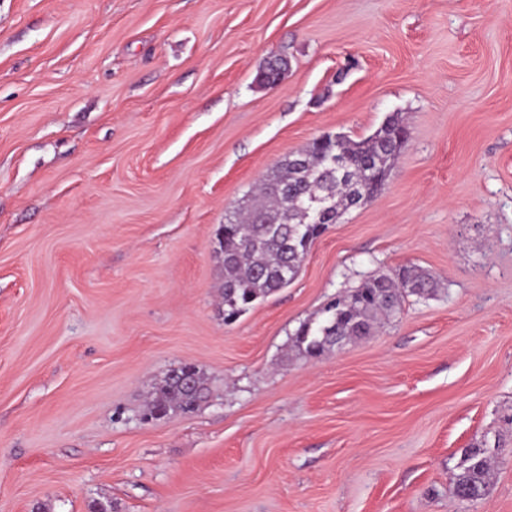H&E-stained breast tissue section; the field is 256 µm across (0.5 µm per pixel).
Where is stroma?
Returning a JSON list of instances; mask_svg holds the SVG:
<instances>
[{"instance_id": "35a3bbf8", "label": "stroma", "mask_w": 512, "mask_h": 512, "mask_svg": "<svg viewBox=\"0 0 512 512\" xmlns=\"http://www.w3.org/2000/svg\"><path fill=\"white\" fill-rule=\"evenodd\" d=\"M395 113L384 188L225 322L226 212ZM406 265L440 291L295 347ZM185 364L207 398L144 420ZM0 512H512V0H0ZM493 452L487 440L463 448L455 475L454 494L462 502H475L488 491Z\"/></svg>"}]
</instances>
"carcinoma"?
<instances>
[{"label":"carcinoma","mask_w":512,"mask_h":512,"mask_svg":"<svg viewBox=\"0 0 512 512\" xmlns=\"http://www.w3.org/2000/svg\"><path fill=\"white\" fill-rule=\"evenodd\" d=\"M286 67V61L276 58L260 76L277 83ZM405 142L406 127L396 114L363 139L330 134L275 165L256 194L228 211L221 225L224 232L216 233L217 253L224 266V319L237 317L293 282L327 227L382 190ZM437 286L433 275L416 266L370 277L331 302L318 326L301 325L295 343L306 356L318 358L372 335L379 318L398 312L411 295H432ZM206 391L199 374L191 387L167 379L148 403L147 414L162 417L174 411L192 412ZM492 458L485 439L462 449L454 482L457 499L475 502L485 496Z\"/></svg>","instance_id":"cac0c4a2"}]
</instances>
